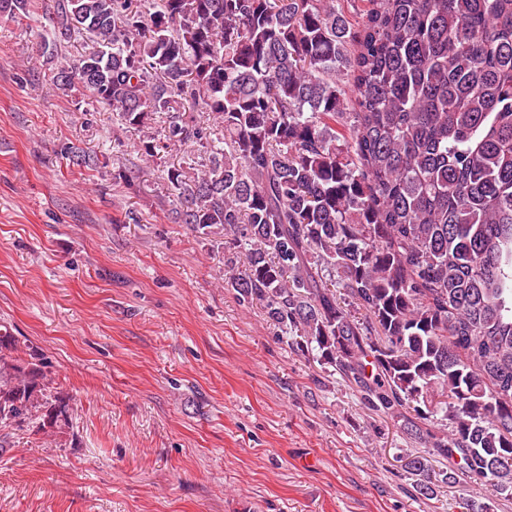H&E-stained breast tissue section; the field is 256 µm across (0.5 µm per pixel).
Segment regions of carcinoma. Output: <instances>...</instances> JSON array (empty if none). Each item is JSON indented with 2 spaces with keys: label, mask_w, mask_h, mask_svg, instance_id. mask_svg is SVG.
Segmentation results:
<instances>
[{
  "label": "carcinoma",
  "mask_w": 512,
  "mask_h": 512,
  "mask_svg": "<svg viewBox=\"0 0 512 512\" xmlns=\"http://www.w3.org/2000/svg\"><path fill=\"white\" fill-rule=\"evenodd\" d=\"M373 2L53 0L54 38L92 47L52 81L148 129V160L196 144L167 169L176 223L224 236L239 300L370 409L413 412L412 497L512 498V0ZM53 384L1 322L0 428L65 433Z\"/></svg>",
  "instance_id": "carcinoma-1"
}]
</instances>
